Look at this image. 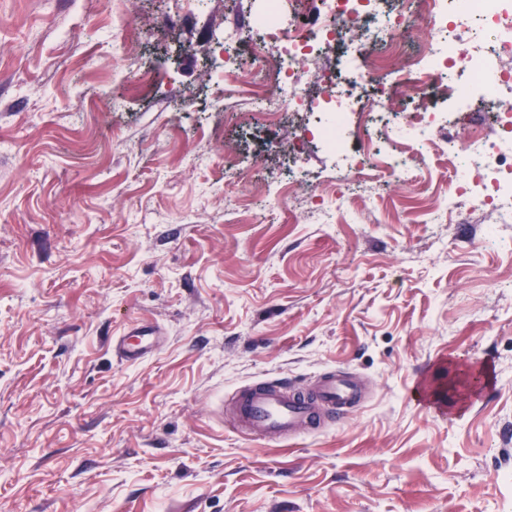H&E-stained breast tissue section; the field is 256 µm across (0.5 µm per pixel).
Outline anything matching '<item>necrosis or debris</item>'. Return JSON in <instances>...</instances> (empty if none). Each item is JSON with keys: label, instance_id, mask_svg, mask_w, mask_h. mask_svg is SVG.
<instances>
[{"label": "necrosis or debris", "instance_id": "necrosis-or-debris-1", "mask_svg": "<svg viewBox=\"0 0 512 512\" xmlns=\"http://www.w3.org/2000/svg\"><path fill=\"white\" fill-rule=\"evenodd\" d=\"M267 2V13L251 22L261 34L254 58L265 67L264 82L246 86L235 52L244 33L237 28L225 30L210 82L244 88L255 120L273 125L282 113L309 111L302 77L312 75L319 99L327 103L317 135L341 160L346 186L356 189L373 180L371 159L377 151L364 131L378 124L382 136L398 148L389 161L392 178L410 184L405 149L432 146L448 160L447 213L456 214L469 203L489 208L500 223H512V103L502 99L504 90H512V0H398L391 15L380 13L379 0H313L315 13L333 19L322 27L299 26L293 0ZM421 17L430 21V35L414 52H404L402 42ZM338 43L364 77L377 82L374 92L358 102V144L353 148L346 137L352 122L343 107L349 90L323 65L326 50ZM459 70L465 80H455ZM433 91L455 107L461 135L429 141L432 129L447 126L444 112L416 109L388 125L402 97ZM478 98L496 106L492 131L476 127L472 119L470 106ZM444 214L428 213L427 221L441 223Z\"/></svg>", "mask_w": 512, "mask_h": 512}]
</instances>
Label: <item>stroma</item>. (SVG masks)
<instances>
[{
	"mask_svg": "<svg viewBox=\"0 0 512 512\" xmlns=\"http://www.w3.org/2000/svg\"><path fill=\"white\" fill-rule=\"evenodd\" d=\"M262 6L0 0V512H512V224L423 223L432 153L338 203L303 118L206 78ZM141 320L166 342L122 363ZM332 369L369 388L348 418L240 435L237 389Z\"/></svg>",
	"mask_w": 512,
	"mask_h": 512,
	"instance_id": "stroma-1",
	"label": "stroma"
}]
</instances>
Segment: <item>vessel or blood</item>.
<instances>
[{"instance_id": "b4317fda", "label": "vessel or blood", "mask_w": 512, "mask_h": 512, "mask_svg": "<svg viewBox=\"0 0 512 512\" xmlns=\"http://www.w3.org/2000/svg\"><path fill=\"white\" fill-rule=\"evenodd\" d=\"M166 339L148 321L132 325L114 342L121 362L134 364L161 349ZM362 397V386L351 374L330 370L322 374L312 394L302 395L286 383H251L235 401L240 432L270 439L292 438L321 429L323 411L346 418Z\"/></svg>"}]
</instances>
